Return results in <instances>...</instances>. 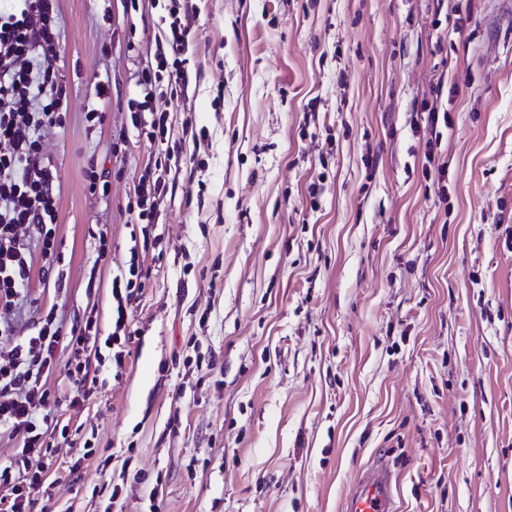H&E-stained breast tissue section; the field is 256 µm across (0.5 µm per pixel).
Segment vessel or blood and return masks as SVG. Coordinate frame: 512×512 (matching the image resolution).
<instances>
[{
	"label": "vessel or blood",
	"mask_w": 512,
	"mask_h": 512,
	"mask_svg": "<svg viewBox=\"0 0 512 512\" xmlns=\"http://www.w3.org/2000/svg\"><path fill=\"white\" fill-rule=\"evenodd\" d=\"M397 472L388 461L367 467L344 502V512H397Z\"/></svg>",
	"instance_id": "b4317fda"
}]
</instances>
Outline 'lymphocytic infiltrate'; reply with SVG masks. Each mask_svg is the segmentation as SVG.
Segmentation results:
<instances>
[{
  "label": "lymphocytic infiltrate",
  "instance_id": "obj_1",
  "mask_svg": "<svg viewBox=\"0 0 512 512\" xmlns=\"http://www.w3.org/2000/svg\"><path fill=\"white\" fill-rule=\"evenodd\" d=\"M172 17L162 40L156 43L153 61L140 72L143 92L139 115L149 113L150 138L170 136L168 113L157 104L156 88L166 81L169 92L186 87L188 75L182 57L189 48V0H173ZM57 0H0V430L22 440L19 458L0 464V512H30L32 497L42 485L45 430L59 398L47 385L55 368L58 348L69 349L65 379L71 406H79L98 385L91 363L112 359L122 364L132 340L129 312L141 296L144 283L138 257L112 280V331L100 337L94 320L64 328L53 314L39 317L26 336H19L13 320L15 309L27 298L33 282L61 287V256L56 249L53 222L59 200L60 178L56 165L45 154V132L64 129L67 90L54 67ZM169 154L155 156L143 170L137 188L135 217L150 221L160 199L173 187L163 178ZM36 233L28 242L27 230ZM38 245L43 258L34 267L30 247Z\"/></svg>",
  "mask_w": 512,
  "mask_h": 512
}]
</instances>
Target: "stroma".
Returning <instances> with one entry per match:
<instances>
[{
	"instance_id": "35a3bbf8",
	"label": "stroma",
	"mask_w": 512,
	"mask_h": 512,
	"mask_svg": "<svg viewBox=\"0 0 512 512\" xmlns=\"http://www.w3.org/2000/svg\"><path fill=\"white\" fill-rule=\"evenodd\" d=\"M57 5L66 286L33 284L19 329L51 310L110 334L113 275L135 254L146 279L129 356L79 407L57 354L69 436L47 434L32 512H342L385 454L398 512H512V0H193L180 163L146 228L129 206L159 147L131 112L169 0ZM424 99L452 119L444 200ZM126 463L146 477L110 504ZM420 113L418 114L420 123L417 122L415 129L420 130L421 123L425 124L426 129H430L433 133H435V140L433 138L427 139L425 143V158L428 163L422 165V174L426 182L430 181L432 186L437 185L438 194L441 199L447 198L448 193V185L446 176V165L441 164L434 165L433 161L435 158V149H437L438 139L440 137V131L437 132V128L439 125L448 128L451 124V118L448 113V109H443L442 111L438 108L430 106L427 101H423L420 108Z\"/></svg>"
}]
</instances>
